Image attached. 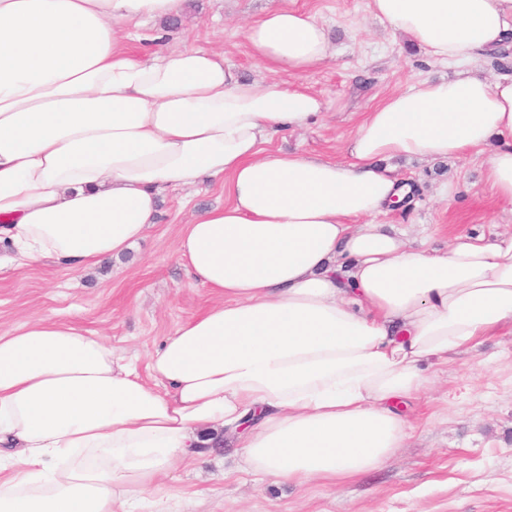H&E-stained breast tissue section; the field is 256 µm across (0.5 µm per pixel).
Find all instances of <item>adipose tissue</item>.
Here are the masks:
<instances>
[{
    "label": "adipose tissue",
    "mask_w": 512,
    "mask_h": 512,
    "mask_svg": "<svg viewBox=\"0 0 512 512\" xmlns=\"http://www.w3.org/2000/svg\"><path fill=\"white\" fill-rule=\"evenodd\" d=\"M184 0H0V269L49 258L75 273L125 253L167 188L207 177L230 201L183 226L176 255L213 302L145 369L104 337L34 318L0 330V512H133L158 480L233 440L260 479L341 484L407 447L425 365L512 331V233L414 248L375 223L409 185L386 159L487 151L512 205V78L481 64L512 0H371L434 60L364 114L336 161L261 154L321 118V97L244 80L221 52L142 57L118 21ZM270 71L329 58L324 24L274 6L246 30Z\"/></svg>",
    "instance_id": "1"
}]
</instances>
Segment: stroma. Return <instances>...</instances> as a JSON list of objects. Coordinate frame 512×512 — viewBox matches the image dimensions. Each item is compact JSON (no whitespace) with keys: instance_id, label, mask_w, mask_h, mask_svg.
I'll use <instances>...</instances> for the list:
<instances>
[{"instance_id":"1","label":"stroma","mask_w":512,"mask_h":512,"mask_svg":"<svg viewBox=\"0 0 512 512\" xmlns=\"http://www.w3.org/2000/svg\"><path fill=\"white\" fill-rule=\"evenodd\" d=\"M272 5L322 21L332 58L306 73L267 74L244 31ZM166 45L220 49L242 77L268 76L317 93L327 104L325 115L262 149L331 160L347 158L363 112L416 80L453 72L393 34L371 14L369 0H186ZM485 160L482 154L443 163L389 159L392 175L417 183L421 192L378 216V223L402 232L411 246L440 252L456 234L512 228V208L497 201L483 178ZM228 200L223 185L207 178L166 191L154 225L128 257L104 260L85 275L47 259L1 271L0 329L31 317L74 321L146 364L163 338L210 299L176 260L179 233L195 214ZM410 415L418 429L408 447L380 470L336 486L256 479L237 471L236 450L225 443L210 462L171 480L178 496L169 512H512V335L490 337L454 357Z\"/></svg>"}]
</instances>
